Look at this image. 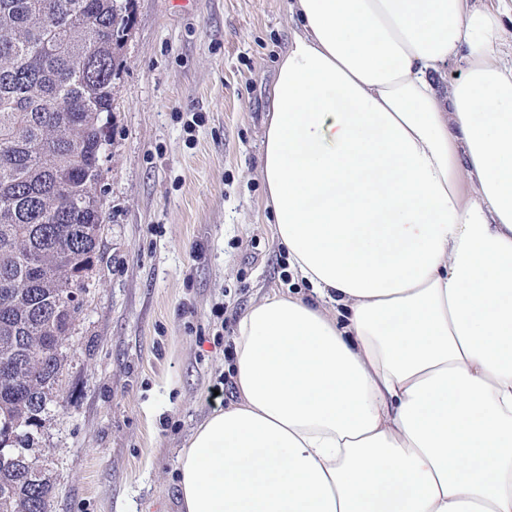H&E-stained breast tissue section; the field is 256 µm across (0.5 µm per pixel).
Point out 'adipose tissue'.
<instances>
[{
    "instance_id": "1",
    "label": "adipose tissue",
    "mask_w": 512,
    "mask_h": 512,
    "mask_svg": "<svg viewBox=\"0 0 512 512\" xmlns=\"http://www.w3.org/2000/svg\"><path fill=\"white\" fill-rule=\"evenodd\" d=\"M251 305L183 512H512V64L468 0H289ZM463 73L447 81L449 61Z\"/></svg>"
}]
</instances>
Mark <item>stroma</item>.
I'll return each instance as SVG.
<instances>
[{"label":"stroma","instance_id":"35a3bbf8","mask_svg":"<svg viewBox=\"0 0 512 512\" xmlns=\"http://www.w3.org/2000/svg\"><path fill=\"white\" fill-rule=\"evenodd\" d=\"M288 0H133L102 157V262L31 452L53 512H180L178 455L236 399L240 315L284 293L257 175Z\"/></svg>","mask_w":512,"mask_h":512}]
</instances>
